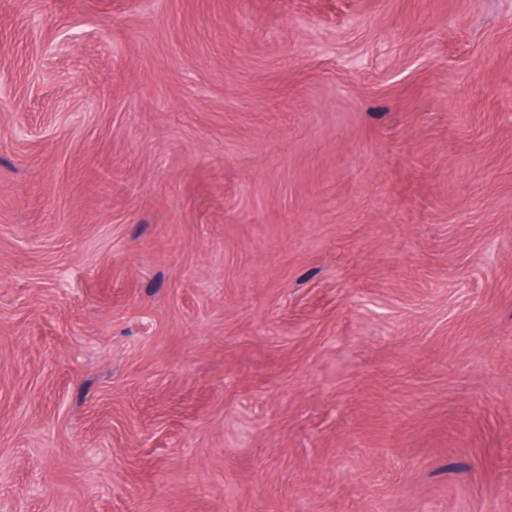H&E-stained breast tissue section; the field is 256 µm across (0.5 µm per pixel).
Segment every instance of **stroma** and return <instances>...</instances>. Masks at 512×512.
<instances>
[{
  "label": "stroma",
  "mask_w": 512,
  "mask_h": 512,
  "mask_svg": "<svg viewBox=\"0 0 512 512\" xmlns=\"http://www.w3.org/2000/svg\"><path fill=\"white\" fill-rule=\"evenodd\" d=\"M0 512H512V0H0Z\"/></svg>",
  "instance_id": "1"
}]
</instances>
